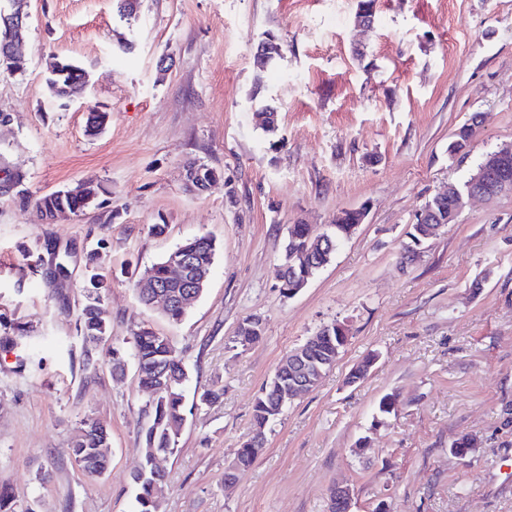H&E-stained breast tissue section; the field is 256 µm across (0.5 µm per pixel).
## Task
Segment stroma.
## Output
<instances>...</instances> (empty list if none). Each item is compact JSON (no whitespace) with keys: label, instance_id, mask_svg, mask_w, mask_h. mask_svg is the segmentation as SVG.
<instances>
[{"label":"stroma","instance_id":"35a3bbf8","mask_svg":"<svg viewBox=\"0 0 512 512\" xmlns=\"http://www.w3.org/2000/svg\"><path fill=\"white\" fill-rule=\"evenodd\" d=\"M356 6L141 0L126 18L113 0H27L25 70L0 72V180L20 178L0 193V487L18 502L135 512L148 397L134 367L113 372L112 353H132L149 327L188 371L158 512H326L339 483L352 512H512V194L468 201L404 255L425 201L512 143V0H377L367 29ZM270 32L285 50L261 72L253 55ZM62 58L89 74L68 100L47 85ZM268 104L272 136L259 127ZM93 111L107 115L96 135ZM476 112L469 147L449 154ZM191 161L219 174L200 194L186 187ZM87 181L101 186L94 206L33 223L40 197ZM363 204L365 223L331 263L284 296L288 226L329 232ZM200 235L219 245L209 285L173 324L133 283ZM58 262L61 281L49 274ZM94 272L109 332L86 345L77 316ZM250 318L261 335L236 347ZM336 321L350 340L333 368L225 483L255 396L282 357ZM372 351L369 374L348 383ZM212 386L223 396L199 404ZM387 395L395 410L382 415ZM87 420L110 432V466L95 477L69 452ZM464 436L474 446L462 458L451 446Z\"/></svg>","mask_w":512,"mask_h":512}]
</instances>
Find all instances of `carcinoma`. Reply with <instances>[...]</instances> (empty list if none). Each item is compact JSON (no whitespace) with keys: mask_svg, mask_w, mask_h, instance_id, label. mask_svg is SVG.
Instances as JSON below:
<instances>
[{"mask_svg":"<svg viewBox=\"0 0 512 512\" xmlns=\"http://www.w3.org/2000/svg\"><path fill=\"white\" fill-rule=\"evenodd\" d=\"M283 44L274 35H268L256 48L254 61L264 68L280 57ZM86 83L84 69L69 60H62L52 71L48 86L57 98H68ZM188 187L196 192L206 190L217 177V171L205 163L190 162L186 166ZM98 195V189L89 186L75 197L55 192L41 197L35 204L36 213L42 221H53L64 214H76L90 207ZM353 217L345 213L342 222L334 224L329 237L333 242H341L352 234ZM216 242L205 235L187 239L173 249L191 257L194 264L206 271L211 270L216 255ZM334 253L328 251V242L314 234L306 224L288 225L287 243L282 264L295 270L298 277L312 275L316 267L328 262ZM171 255L145 269L143 275L154 282L167 280V264ZM90 301L79 316V330L82 341L97 343L108 334V326L102 315L101 290L104 281L97 276L89 281ZM337 335L317 334L309 337L303 351L304 361L278 366L274 374L262 387L253 402L252 434L241 443L238 464L244 468L251 466L256 459L254 449L264 445L265 433L271 422L283 414L279 403L281 392L292 384L296 376L314 388L336 360ZM378 354L372 352L349 374L348 383L354 384L367 376ZM134 359L139 387L150 394L151 423L143 432L144 458L140 469L133 475L138 487L136 497L138 512H155L154 458L171 456L176 452L174 436L184 421L183 385L187 378L185 366L171 339L151 328L143 327L134 336ZM99 422L83 424L74 440L70 452L81 462L85 473L95 476L104 474L110 463L108 446L110 435L98 432Z\"/></svg>","mask_w":512,"mask_h":512,"instance_id":"1","label":"carcinoma"}]
</instances>
